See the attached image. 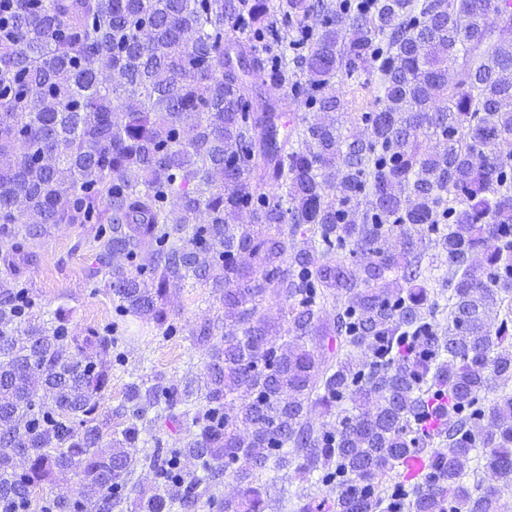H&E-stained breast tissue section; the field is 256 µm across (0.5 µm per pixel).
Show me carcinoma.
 <instances>
[{
    "mask_svg": "<svg viewBox=\"0 0 512 512\" xmlns=\"http://www.w3.org/2000/svg\"><path fill=\"white\" fill-rule=\"evenodd\" d=\"M511 30L498 0H13L0 13V512H113L126 490L134 512H195L203 497L216 512H501ZM250 72L283 95L252 110ZM290 98L309 112L291 128ZM57 224L83 228L88 276L121 317L173 332L169 286L187 280L224 309L191 332L202 375L127 384L115 439L100 358L125 321L71 336L69 308L44 320L21 287ZM160 420L187 445L154 450L147 492L136 448ZM411 454L427 466L408 479ZM293 464L309 486L272 500L263 472ZM69 473L77 496H36Z\"/></svg>",
    "mask_w": 512,
    "mask_h": 512,
    "instance_id": "1",
    "label": "carcinoma"
}]
</instances>
